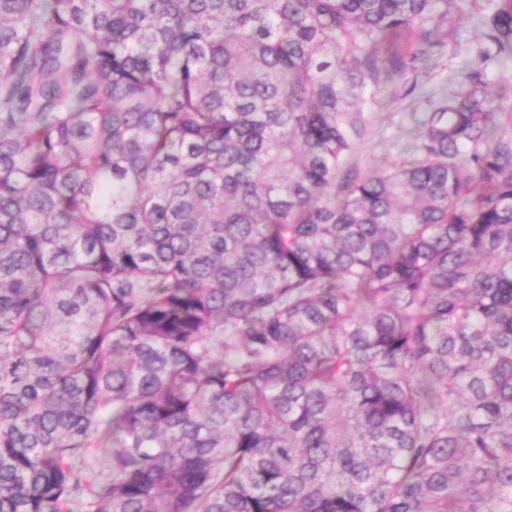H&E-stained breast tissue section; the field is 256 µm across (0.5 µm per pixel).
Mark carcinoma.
Returning a JSON list of instances; mask_svg holds the SVG:
<instances>
[{
    "label": "carcinoma",
    "mask_w": 512,
    "mask_h": 512,
    "mask_svg": "<svg viewBox=\"0 0 512 512\" xmlns=\"http://www.w3.org/2000/svg\"><path fill=\"white\" fill-rule=\"evenodd\" d=\"M0 0V512H512V0ZM461 11L448 18L441 32L444 50L417 79L416 89L406 94L385 85L377 93L374 111L365 113V134L347 159L360 174L384 168L404 156L415 117L426 108V99L459 84L465 67L476 59L481 42L479 19L492 0H465Z\"/></svg>",
    "instance_id": "carcinoma-1"
}]
</instances>
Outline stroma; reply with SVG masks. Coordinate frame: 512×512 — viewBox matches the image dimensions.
<instances>
[{
    "label": "stroma",
    "mask_w": 512,
    "mask_h": 512,
    "mask_svg": "<svg viewBox=\"0 0 512 512\" xmlns=\"http://www.w3.org/2000/svg\"><path fill=\"white\" fill-rule=\"evenodd\" d=\"M489 3L465 0L461 11L449 17L441 33L445 48L418 77L413 93L389 84L379 88L378 104L365 115V134L347 159L349 167L366 174L403 157L414 119L425 110L427 98L453 89L465 67L475 60L481 42L479 19Z\"/></svg>",
    "instance_id": "obj_1"
}]
</instances>
